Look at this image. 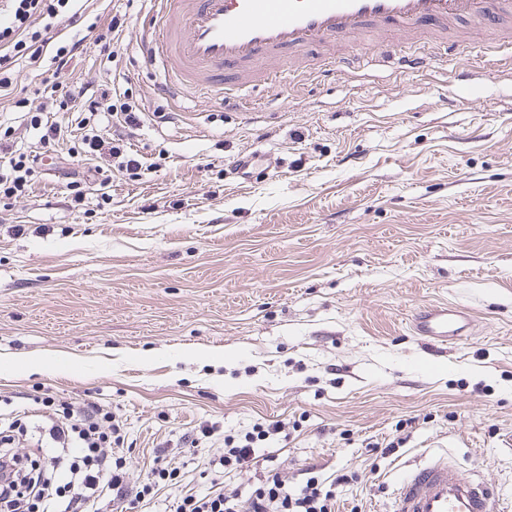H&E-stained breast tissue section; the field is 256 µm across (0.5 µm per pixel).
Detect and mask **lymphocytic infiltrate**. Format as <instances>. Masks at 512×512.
<instances>
[{"instance_id":"1","label":"lymphocytic infiltrate","mask_w":512,"mask_h":512,"mask_svg":"<svg viewBox=\"0 0 512 512\" xmlns=\"http://www.w3.org/2000/svg\"><path fill=\"white\" fill-rule=\"evenodd\" d=\"M79 2L0 0V100L22 112L43 147L42 153L29 152L16 141L13 126H0V199L29 195L43 153L54 152L60 143H68L71 156L103 160L121 151L118 138L102 134L103 126L121 127L127 137L140 127L138 109L127 93L106 83L93 91L82 83H46L43 106L14 92L11 72L16 64L36 65L48 56L62 69L89 45L100 55H111L125 15L113 14L104 23ZM49 107L79 112L81 138L69 139L67 127L46 120ZM120 431L111 410L97 405L74 408L49 399L0 417V512H104L108 504L117 512H136L178 470L159 455L138 486H130L117 447ZM18 435L29 436L34 446L39 462L35 475L22 472L10 447ZM175 512H336V491L316 476L299 489H289L274 468L250 488L246 501L212 490L182 497Z\"/></svg>"}]
</instances>
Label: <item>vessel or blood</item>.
Segmentation results:
<instances>
[{"mask_svg":"<svg viewBox=\"0 0 512 512\" xmlns=\"http://www.w3.org/2000/svg\"><path fill=\"white\" fill-rule=\"evenodd\" d=\"M141 50L167 67L165 98L186 92L242 97L251 67L269 63L264 82L287 94L272 63L288 50L325 46L368 30L413 34L433 26L447 30L463 17L490 27L512 43V0H159ZM414 335L435 347L470 338L474 321L462 306L428 304L411 317ZM393 512H512V500L464 474L444 455L429 456L407 471Z\"/></svg>","mask_w":512,"mask_h":512,"instance_id":"vessel-or-blood-1","label":"vessel or blood"}]
</instances>
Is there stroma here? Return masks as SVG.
I'll return each mask as SVG.
<instances>
[{
	"instance_id": "stroma-1",
	"label": "stroma",
	"mask_w": 512,
	"mask_h": 512,
	"mask_svg": "<svg viewBox=\"0 0 512 512\" xmlns=\"http://www.w3.org/2000/svg\"><path fill=\"white\" fill-rule=\"evenodd\" d=\"M155 7L103 0L127 14L113 61L91 49L59 76L145 105L139 176L112 170L72 208L62 146L33 193L0 200V410L111 408L130 485L159 451L179 465L142 512L207 491L225 436L268 426L262 463L225 474V493L275 466L292 487L346 473L336 512H392L433 452L512 495V46L483 51L468 24L371 34L333 48L356 70L289 54L288 97L174 105L139 53ZM429 303L467 308L474 336L431 349L409 325Z\"/></svg>"
}]
</instances>
